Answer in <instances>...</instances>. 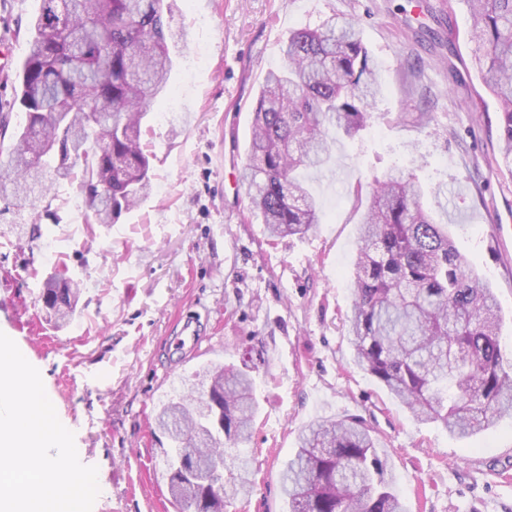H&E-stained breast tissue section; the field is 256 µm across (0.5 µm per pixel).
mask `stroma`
<instances>
[{"label": "stroma", "mask_w": 512, "mask_h": 512, "mask_svg": "<svg viewBox=\"0 0 512 512\" xmlns=\"http://www.w3.org/2000/svg\"><path fill=\"white\" fill-rule=\"evenodd\" d=\"M182 37L166 98L149 109L155 191L113 224L89 217L76 181L37 202L0 201V332L42 377L81 462L98 469L93 512H178L163 479L158 407L196 372L253 362L259 403L248 494L224 512H288L280 472L311 422L364 418L406 512H512V418L466 440L417 422L354 361L343 322L358 246L357 183L406 167L424 209L492 286L512 361V175L499 114L473 70L463 0H167ZM41 0H0L14 61L0 113L24 119L16 74ZM359 23L380 90L355 139L304 178L321 204L306 235L269 238L240 174L260 87L285 63L291 30L331 16ZM425 112L418 126L412 113ZM41 237L29 240L31 226ZM66 263L81 288L56 326L39 299ZM202 326L186 360L179 319Z\"/></svg>", "instance_id": "obj_1"}]
</instances>
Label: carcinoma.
Instances as JSON below:
<instances>
[{
	"label": "carcinoma",
	"instance_id": "carcinoma-1",
	"mask_svg": "<svg viewBox=\"0 0 512 512\" xmlns=\"http://www.w3.org/2000/svg\"><path fill=\"white\" fill-rule=\"evenodd\" d=\"M15 103L25 121H0V199L40 197L47 184L78 178L96 223L112 224L152 189L153 152L142 126L173 67L165 0H41ZM476 44L473 65L500 112L498 165L512 174V0H465ZM286 65L259 91L242 179L250 212L272 237L320 223L315 196L296 177L323 168L335 135L358 134L379 89L360 29L326 20L288 33ZM57 140L60 154L40 153ZM107 181L98 197L94 183ZM369 202L359 225L353 304L346 334L357 364L421 423L466 439L512 417V365H504L496 297L443 225L420 204L421 186L401 169L357 185ZM80 292L58 268L44 307L70 319ZM257 411L245 368L214 366L156 414L167 434L165 474L181 512H208L224 480L227 447L251 437ZM290 512H406L387 478L376 438L358 416L322 419L298 437L281 471Z\"/></svg>",
	"mask_w": 512,
	"mask_h": 512
}]
</instances>
